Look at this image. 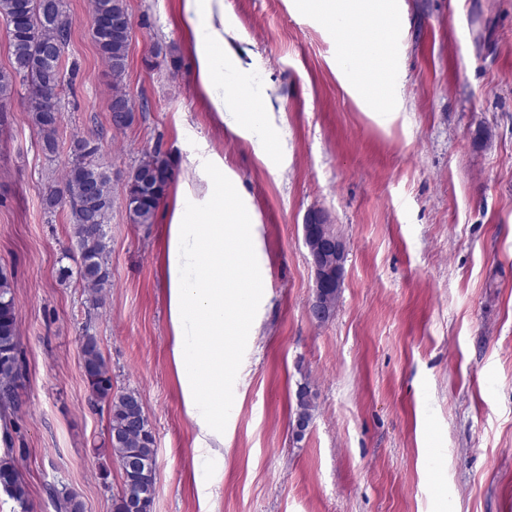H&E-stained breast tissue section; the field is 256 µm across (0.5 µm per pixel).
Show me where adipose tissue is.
<instances>
[{
	"instance_id": "1",
	"label": "adipose tissue",
	"mask_w": 512,
	"mask_h": 512,
	"mask_svg": "<svg viewBox=\"0 0 512 512\" xmlns=\"http://www.w3.org/2000/svg\"><path fill=\"white\" fill-rule=\"evenodd\" d=\"M181 20L194 36V79L216 114H232L224 81L242 75L224 50V0H181ZM203 209H196L186 185H179L164 241L162 279L173 328L176 377L187 412L216 443L224 441V334L235 325L229 307L244 305L263 281L254 265L257 237L252 216L232 199L234 188L223 170L205 178ZM236 249H227L226 237ZM218 398L198 399L201 387Z\"/></svg>"
}]
</instances>
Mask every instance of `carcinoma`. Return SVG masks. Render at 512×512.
Instances as JSON below:
<instances>
[{"label": "carcinoma", "instance_id": "cac0c4a2", "mask_svg": "<svg viewBox=\"0 0 512 512\" xmlns=\"http://www.w3.org/2000/svg\"><path fill=\"white\" fill-rule=\"evenodd\" d=\"M104 13L108 23L100 36H92L98 52L112 75L113 85L122 82L127 68L131 26L124 0H91V19ZM0 20L6 25L12 66L0 70V112L7 111L16 86L25 88L28 111L38 128L42 152L51 157L58 149L62 111L47 112L37 98L47 80L57 86L65 79L63 55L71 36L72 20L65 0H0ZM97 148L84 138L73 139L71 155L81 159L80 168L67 166L61 185L49 187L46 209L53 210L67 201L73 234L82 260L77 275L88 288L92 304L103 303L110 285L107 225L112 214V173L96 163ZM173 176L167 160L159 152L146 154L130 172L124 186L130 223L152 224ZM323 300L334 313L341 278L336 267L323 272ZM83 376L90 393V404L107 405V448L109 456L121 464L122 484L112 494V512H153L156 488L155 435L145 414L142 399L135 391L113 390L112 373L96 336L85 332L82 338ZM21 341L17 330L13 282L0 271V405L17 408L22 377ZM293 427L297 436L309 426L315 409L308 382L296 391ZM15 448L0 458V491L17 504L20 512H33L26 482L15 462ZM57 512H83V504L73 492H57Z\"/></svg>", "mask_w": 512, "mask_h": 512}]
</instances>
